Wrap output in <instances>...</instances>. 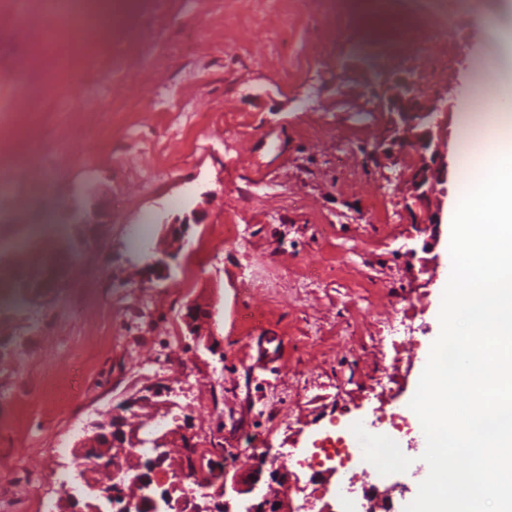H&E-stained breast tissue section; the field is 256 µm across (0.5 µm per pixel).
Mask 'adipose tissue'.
Listing matches in <instances>:
<instances>
[{
    "label": "adipose tissue",
    "mask_w": 512,
    "mask_h": 512,
    "mask_svg": "<svg viewBox=\"0 0 512 512\" xmlns=\"http://www.w3.org/2000/svg\"><path fill=\"white\" fill-rule=\"evenodd\" d=\"M475 63L502 93L494 122L484 124L483 141L463 162L448 239L459 286L441 297L440 334L411 408L432 438V459L453 447L469 465L453 476L432 467L415 512H471L464 486L486 480L489 458L512 461V0H500ZM476 388L468 414L491 407L493 418L478 431L451 434L459 415L449 394Z\"/></svg>",
    "instance_id": "adipose-tissue-1"
}]
</instances>
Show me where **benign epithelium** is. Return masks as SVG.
<instances>
[{
  "instance_id": "1",
  "label": "benign epithelium",
  "mask_w": 512,
  "mask_h": 512,
  "mask_svg": "<svg viewBox=\"0 0 512 512\" xmlns=\"http://www.w3.org/2000/svg\"><path fill=\"white\" fill-rule=\"evenodd\" d=\"M451 107L450 98L445 94L417 99L416 84L408 72L386 82L381 92L380 109L391 116L389 154L395 161L405 149H412L419 156L417 165L408 175L404 197V207L416 224L436 227L442 223V196L447 194L448 182V129L435 115H446ZM169 257L168 250L150 246L146 250L145 269L152 276H165L169 272ZM211 319L210 310L196 305L188 306L182 315L183 323L193 336L199 335L200 325ZM161 396L162 389L151 386L125 402L124 408L131 411L145 404H155ZM168 441L167 433L155 440L154 464L147 466L142 456L134 451L141 443L139 433L126 428L124 416L115 415L111 420L93 425L92 435L86 438L92 447L85 451L113 457L114 469L134 472L136 481L145 488L163 489L159 495L146 494L139 500L142 512H300L293 507L292 497L288 494L280 498L264 496L258 501L250 497L265 466L276 461L266 451L256 454L257 463L251 470L224 473L209 493L198 498L173 497V490L195 477L189 476L186 469L171 475L162 468ZM86 487L88 492L118 512H128L122 483L114 477L103 479L97 476Z\"/></svg>"
}]
</instances>
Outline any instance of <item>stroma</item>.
Here are the masks:
<instances>
[{
    "mask_svg": "<svg viewBox=\"0 0 512 512\" xmlns=\"http://www.w3.org/2000/svg\"><path fill=\"white\" fill-rule=\"evenodd\" d=\"M409 21H454L453 57L435 44L430 95L454 87L448 148L451 214L461 180L459 118L483 107L470 65L484 49L497 0H393ZM133 31L156 54L137 62ZM371 27L346 0H155L107 38L70 47V64L38 58L37 25L0 32V270L12 269L26 225L59 224L47 241L63 286L52 304L0 309V512L59 501L56 475L83 480L65 451L137 391L161 384L140 437L192 424L202 449L235 471L269 450L297 478L294 504L332 505L341 473L289 467L333 427L398 406L402 450L383 471H357L351 497L374 486L390 512H411L417 421L409 405L428 367L440 297L452 286L449 224L437 241L405 212L399 164L376 159L388 132L378 108ZM125 55L128 65L114 67ZM41 144L45 197L34 199L17 158ZM74 138L71 153L61 140ZM107 212L96 253L81 248L68 209ZM187 221L192 247L171 276L146 281L135 265ZM237 225L239 242L226 240ZM95 262L102 275L84 285ZM198 302L211 335L181 319ZM259 336L281 340L260 368Z\"/></svg>",
    "mask_w": 512,
    "mask_h": 512,
    "instance_id": "35a3bbf8",
    "label": "stroma"
}]
</instances>
